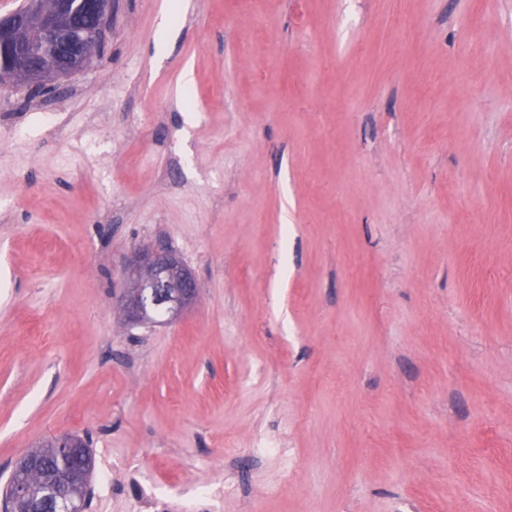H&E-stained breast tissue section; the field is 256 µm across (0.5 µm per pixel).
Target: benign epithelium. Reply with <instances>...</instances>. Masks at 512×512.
I'll return each instance as SVG.
<instances>
[{"instance_id":"7a95c632","label":"benign epithelium","mask_w":512,"mask_h":512,"mask_svg":"<svg viewBox=\"0 0 512 512\" xmlns=\"http://www.w3.org/2000/svg\"><path fill=\"white\" fill-rule=\"evenodd\" d=\"M111 5L112 0H25L20 9L0 16V86L22 82L38 92L55 77L91 67L93 47L110 28ZM130 265L132 276L116 295L129 321H142L141 288L146 283L152 285L153 295L174 307L175 318L195 299V277L169 250L138 249ZM52 444L76 463L50 474V498L44 507L86 512L87 504L74 501L72 489L90 486L92 459L87 441L68 433L54 437Z\"/></svg>"}]
</instances>
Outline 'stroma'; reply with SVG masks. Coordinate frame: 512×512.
<instances>
[{
	"instance_id": "1",
	"label": "stroma",
	"mask_w": 512,
	"mask_h": 512,
	"mask_svg": "<svg viewBox=\"0 0 512 512\" xmlns=\"http://www.w3.org/2000/svg\"><path fill=\"white\" fill-rule=\"evenodd\" d=\"M175 2L0 89V489L77 433L87 512H512V0ZM132 276L126 288L121 289L116 299L126 318L131 322L143 321V287L145 294V320L154 321L169 314L166 305H157L151 301L152 295L175 308L173 318L178 317L191 305L196 295V280L185 265L169 250L162 247L138 249L133 253L131 262Z\"/></svg>"
}]
</instances>
